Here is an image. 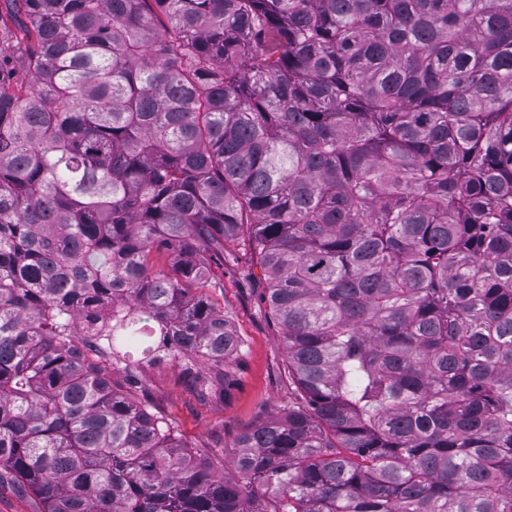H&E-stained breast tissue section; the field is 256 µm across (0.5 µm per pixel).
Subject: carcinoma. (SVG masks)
<instances>
[{
	"label": "carcinoma",
	"instance_id": "carcinoma-1",
	"mask_svg": "<svg viewBox=\"0 0 512 512\" xmlns=\"http://www.w3.org/2000/svg\"><path fill=\"white\" fill-rule=\"evenodd\" d=\"M5 2L0 485L512 512V0ZM244 227L305 407L227 476L138 372L231 397L244 344L205 289Z\"/></svg>",
	"mask_w": 512,
	"mask_h": 512
}]
</instances>
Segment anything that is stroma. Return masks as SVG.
I'll return each instance as SVG.
<instances>
[{"label": "stroma", "mask_w": 512, "mask_h": 512, "mask_svg": "<svg viewBox=\"0 0 512 512\" xmlns=\"http://www.w3.org/2000/svg\"><path fill=\"white\" fill-rule=\"evenodd\" d=\"M249 253L236 244L224 256V291L215 301L233 319L244 340L245 354L230 399L200 403L178 381L179 368L168 364L145 369L141 380L155 403L178 422L181 443L200 452L214 439L232 444L245 429L278 415L297 402V387L288 376L278 326L264 315L259 301L263 288L260 266H248Z\"/></svg>", "instance_id": "stroma-1"}]
</instances>
